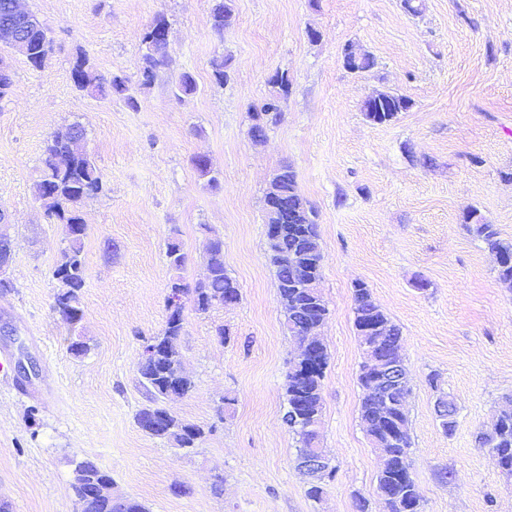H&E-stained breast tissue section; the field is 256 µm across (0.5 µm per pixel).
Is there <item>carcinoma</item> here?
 <instances>
[{"instance_id": "1", "label": "carcinoma", "mask_w": 512, "mask_h": 512, "mask_svg": "<svg viewBox=\"0 0 512 512\" xmlns=\"http://www.w3.org/2000/svg\"><path fill=\"white\" fill-rule=\"evenodd\" d=\"M233 12L227 0H216L212 8V26L222 31L232 23ZM168 23L165 15L154 18L146 28L141 40V80L140 86L151 85L160 68L167 65V43L155 37V31ZM28 62L35 68L44 64L52 49V41L46 29L38 24L29 28ZM72 80L80 91H89L101 96L119 95L130 107L137 106V97L130 92L127 81L120 76L105 78L86 56L76 58L72 69ZM278 88L277 95L264 100L251 108L252 127L266 129L280 116V99L288 95V78L282 76L271 80ZM406 100L396 94L393 101L381 105L383 119L388 124L395 120L403 109L400 102ZM83 126L78 122L63 124L55 128L44 142L41 156L40 179L33 185V193L45 207L48 217L65 226L68 248L63 252L61 262L53 271V276L61 283L62 289L55 296L54 310L61 319L73 323L72 314L83 313L80 291L84 286V266L82 261L83 240L87 235L78 210L81 201L104 190V183L95 161L77 145ZM266 193L275 194V202L280 207L279 218L267 216V221L279 228L278 236L267 238L268 259L274 269L279 302L284 317L283 326L298 343H308L315 352L314 366L306 370L296 367L288 369L285 375V405L282 421L297 443L296 457L318 449L317 426L322 415V387L328 365L327 348L322 340L307 335L313 325H322L329 309L321 294L311 295L307 288L292 286V277L297 272L321 279L323 253L319 244L314 208L300 195L296 174L288 165L280 167L271 179ZM464 227L480 240L486 249L502 258L495 268L499 280L512 284V242L501 238L496 225L475 207L464 212ZM208 275L187 287L180 278L170 280L169 293L180 292L192 296L195 310L205 313L210 306L224 304V298L241 299L237 281L224 267V242L215 237L207 244ZM166 257L171 269L182 268L185 256L182 246L175 238L166 244ZM353 311L355 328H360L366 320H373L383 326V335H359L362 352L372 346L380 347L388 362L399 369L401 379L394 385L389 395L370 388L371 376L367 372L358 375L362 396L358 409L364 431L376 448L382 449L385 462L377 476V489L387 492L388 512H401L400 505L408 502L415 506L413 512H422V501L416 492L411 473L409 448L412 438L406 410L409 393V380L402 359L404 337L399 325L395 324L385 311L374 301L367 286L358 282L353 288ZM184 327V317L168 316L161 334L151 340L155 348L154 357L146 362H138V370L143 385L151 395L153 405L142 409L137 415L141 424L149 417L161 418L167 414L159 402L172 394L184 396L194 387L193 382L181 373L180 336ZM508 406L499 410L490 426L478 432L475 445L481 449H492L498 456L499 467L512 473V396L506 398ZM435 411L439 426L450 436L457 424V407L447 393L437 395ZM188 430L171 437L182 448H192L202 437L200 427L187 424ZM334 467L329 471L309 479L306 495L312 500L321 499L324 482L333 478ZM82 503L83 512H145L144 506L134 498L106 504L87 496L86 491H75Z\"/></svg>"}]
</instances>
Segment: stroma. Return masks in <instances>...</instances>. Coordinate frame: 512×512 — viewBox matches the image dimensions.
<instances>
[{
    "label": "stroma",
    "instance_id": "35a3bbf8",
    "mask_svg": "<svg viewBox=\"0 0 512 512\" xmlns=\"http://www.w3.org/2000/svg\"><path fill=\"white\" fill-rule=\"evenodd\" d=\"M214 3L22 2L53 50L39 68L4 53L13 87L0 105V210L10 216L0 232L14 253L13 286L0 292V502L9 512H78L72 469L87 459L147 512H356L359 495L369 512H386L376 496L381 457L358 418L352 291L361 281L403 331L423 512H512V478L474 443L512 393V288L462 225L473 206L512 241V0H422L418 15L401 0H232L234 24L221 32L211 24ZM160 13L170 24L169 62L144 88L141 38ZM348 45L373 55L374 69L347 70ZM81 54L137 88L138 107L77 90L71 70ZM217 57L231 61L221 85ZM278 72L290 91L257 142L248 113ZM185 73L194 94L177 89ZM388 91L411 108L393 123H370L363 100ZM74 121L106 188L79 207L84 316L73 329L53 309L64 227L46 218L33 184L46 137ZM200 155L218 187L195 170ZM284 164L318 213L330 309L320 331L328 352L320 445L336 473L319 502L305 494L281 422L296 345L267 259L263 195ZM173 236L185 283L204 277L206 243L217 236L241 288L235 305L184 308L180 346L194 388L165 406L204 430L185 449L136 422L151 403L137 366L165 325ZM220 326L227 337L217 336ZM76 338L88 345L84 355L68 349ZM23 361L36 376L23 377ZM433 372L458 406L449 436L435 418ZM181 485L190 494H177Z\"/></svg>",
    "mask_w": 512,
    "mask_h": 512
}]
</instances>
